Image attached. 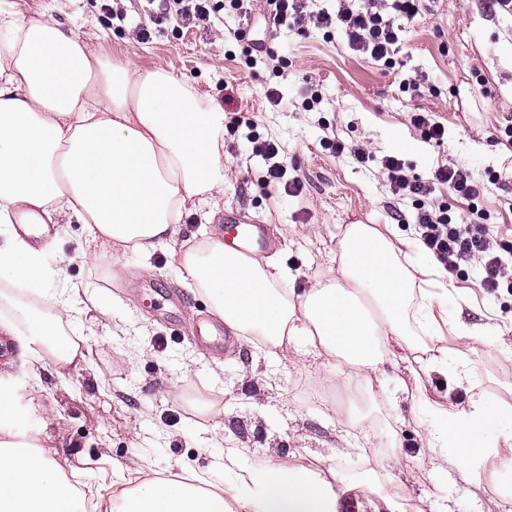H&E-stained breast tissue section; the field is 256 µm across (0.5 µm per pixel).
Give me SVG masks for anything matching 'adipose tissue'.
Instances as JSON below:
<instances>
[{"label":"adipose tissue","instance_id":"obj_1","mask_svg":"<svg viewBox=\"0 0 512 512\" xmlns=\"http://www.w3.org/2000/svg\"><path fill=\"white\" fill-rule=\"evenodd\" d=\"M224 110L186 79L162 68L110 61L89 38L43 13L0 10V224H31L32 239L11 233L0 246V285L45 295L62 285L53 312L11 301L0 335L20 349L44 346L58 364L79 352L63 328L80 290L64 266L47 268L51 243L41 225L67 218L86 225L102 248L150 256L176 245L184 215L223 193ZM393 229L347 224L338 232L336 276L302 293L296 276L273 258L246 257L224 243L221 229L198 248L178 251L183 282L197 286L211 311L239 341L259 340L288 360L303 347L340 357L343 389L354 396L386 387L380 367L396 354L420 412L431 419L424 449L491 499L512 504V406L481 398L466 405L434 398L424 382L448 362V349L417 356L414 332L439 335L435 315L448 301L418 290L417 277L440 265L402 249ZM499 483L483 480L488 468ZM224 483L204 488L197 475L140 476L132 488L99 497L98 512H345L343 495L360 485L333 484L285 461L246 464L224 458ZM0 512H87L60 465L39 449L0 442Z\"/></svg>","mask_w":512,"mask_h":512}]
</instances>
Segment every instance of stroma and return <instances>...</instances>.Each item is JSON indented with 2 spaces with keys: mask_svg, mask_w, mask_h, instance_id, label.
Returning a JSON list of instances; mask_svg holds the SVG:
<instances>
[{
  "mask_svg": "<svg viewBox=\"0 0 512 512\" xmlns=\"http://www.w3.org/2000/svg\"><path fill=\"white\" fill-rule=\"evenodd\" d=\"M17 6L92 36L108 58L164 67L216 100L226 117L251 120L248 128L225 127L228 178L212 204L215 221L207 223L200 210L188 213L179 237L184 248L202 243L213 224L257 221L273 255L296 273L295 290L303 291L335 269L339 225L390 224L400 237L416 238L412 200L401 204V222L390 215L387 156L423 179L442 165L468 170L477 200L441 186L435 202L464 218L478 205L491 234L512 243V145L504 134L512 126V15L491 0H425L391 67L351 50L339 30L265 28L263 0H253L245 16L212 0L208 20L173 15L156 26L150 0H0L2 10ZM140 24L151 25L149 40L136 38ZM237 29L267 40L278 60L249 65L230 36ZM269 88L282 95L280 105L267 101ZM416 112L444 126L443 145L424 139L411 121ZM252 135L278 145L298 192L264 183L267 166L251 151ZM340 143L346 153H337ZM354 146L366 149L370 162L356 163L348 153ZM51 234L48 265L64 261L69 283L89 295L75 303L66 328L83 356L61 368L41 348L23 354L0 336V390L22 416L20 427L0 428V441L20 434L55 453L68 485L119 488L137 469L216 481L234 446L251 464L286 457L331 479L361 474L398 448L414 458L390 472L408 506L429 496L437 512H502L423 454L426 425L409 395L349 398L313 351L294 364L246 344L214 348L195 331L211 319L207 300L182 283L170 249L148 258L102 252L90 262L84 254L95 245L85 225L55 224ZM481 276L472 262L448 278L441 331L454 357L430 372L427 387L458 403L481 395L512 405V354L470 337L512 329V288L486 293ZM186 363L191 371H183ZM218 411L219 435L212 427Z\"/></svg>",
  "mask_w": 512,
  "mask_h": 512,
  "instance_id": "stroma-1",
  "label": "stroma"
}]
</instances>
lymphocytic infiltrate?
Wrapping results in <instances>:
<instances>
[{
    "label": "lymphocytic infiltrate",
    "mask_w": 512,
    "mask_h": 512,
    "mask_svg": "<svg viewBox=\"0 0 512 512\" xmlns=\"http://www.w3.org/2000/svg\"><path fill=\"white\" fill-rule=\"evenodd\" d=\"M266 4L268 19L275 28L301 29L310 22L326 29L337 27L343 30L351 49L388 65L400 31L418 15L421 0H363L359 6L354 0H339L333 13L309 10L308 0H266ZM382 166L394 199L415 198L419 240L446 272H456L461 264L475 261L482 267L481 286L486 293L512 285V244L489 235L485 212L475 207L468 218L459 219L449 214L447 206L431 201L440 185L469 198L477 197L479 191L466 169L443 165L425 181L408 175L398 157H385Z\"/></svg>",
    "instance_id": "f902f5d3"
}]
</instances>
